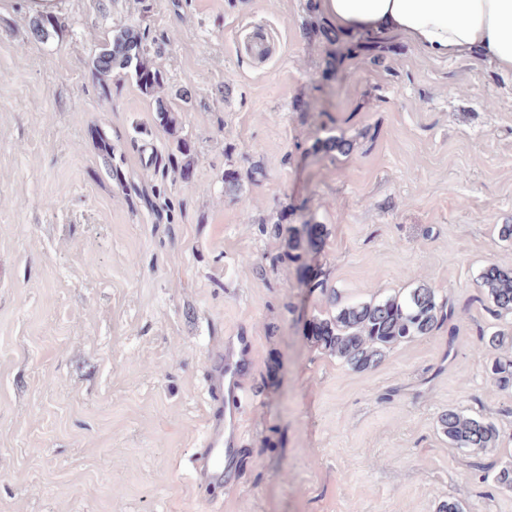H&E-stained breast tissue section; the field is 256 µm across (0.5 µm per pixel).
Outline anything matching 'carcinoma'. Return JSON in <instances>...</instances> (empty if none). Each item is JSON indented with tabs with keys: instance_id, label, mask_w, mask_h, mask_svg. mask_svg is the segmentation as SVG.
Instances as JSON below:
<instances>
[{
	"instance_id": "cac0c4a2",
	"label": "carcinoma",
	"mask_w": 512,
	"mask_h": 512,
	"mask_svg": "<svg viewBox=\"0 0 512 512\" xmlns=\"http://www.w3.org/2000/svg\"><path fill=\"white\" fill-rule=\"evenodd\" d=\"M40 17L30 23L33 37L47 41L58 34L59 22L42 27ZM145 34L135 27H124L96 49L91 59L92 77L103 98L110 95V81L116 70L129 73L140 91L154 98L159 123L172 127L177 118L168 101L157 95L163 77L148 59L144 48ZM308 245L316 249L326 237L320 224H306ZM319 288L333 311L310 319L307 340L336 357L355 371H368L383 362L386 352L395 345L429 336L455 316V308L434 288L421 282L415 287L382 299L360 303H343L338 291L317 278ZM482 288L497 317L512 316V269L495 263L484 268L479 277ZM481 343L488 350H498L508 342L501 330L480 333ZM488 377L500 388H512V360L492 357L486 365ZM442 433L458 448L475 454L497 447L500 432L480 417L467 415L455 408L443 411L438 418Z\"/></svg>"
}]
</instances>
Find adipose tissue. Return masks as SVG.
<instances>
[{
	"label": "adipose tissue",
	"mask_w": 512,
	"mask_h": 512,
	"mask_svg": "<svg viewBox=\"0 0 512 512\" xmlns=\"http://www.w3.org/2000/svg\"><path fill=\"white\" fill-rule=\"evenodd\" d=\"M337 29L408 41L430 60L469 58L512 73V0H322Z\"/></svg>",
	"instance_id": "adipose-tissue-1"
}]
</instances>
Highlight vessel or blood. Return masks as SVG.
Returning a JSON list of instances; mask_svg holds the SVG:
<instances>
[{
	"label": "vessel or blood",
	"instance_id": "b4317fda",
	"mask_svg": "<svg viewBox=\"0 0 512 512\" xmlns=\"http://www.w3.org/2000/svg\"><path fill=\"white\" fill-rule=\"evenodd\" d=\"M240 364L234 359L216 362L208 373L213 394L210 406L211 425L194 462L200 486L216 489L224 483V453L237 444L236 414L242 388L238 382Z\"/></svg>",
	"mask_w": 512,
	"mask_h": 512
}]
</instances>
